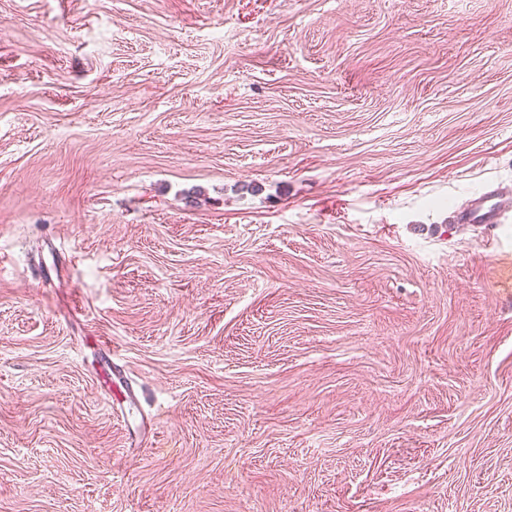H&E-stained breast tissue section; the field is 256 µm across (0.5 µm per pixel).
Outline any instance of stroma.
Masks as SVG:
<instances>
[{
	"label": "stroma",
	"instance_id": "stroma-1",
	"mask_svg": "<svg viewBox=\"0 0 512 512\" xmlns=\"http://www.w3.org/2000/svg\"><path fill=\"white\" fill-rule=\"evenodd\" d=\"M488 183L512 0H0V512H512ZM511 213V214H510ZM512 218V207L503 205L497 189L486 187L473 195L467 206L457 210L453 219L456 224H507Z\"/></svg>",
	"mask_w": 512,
	"mask_h": 512
}]
</instances>
